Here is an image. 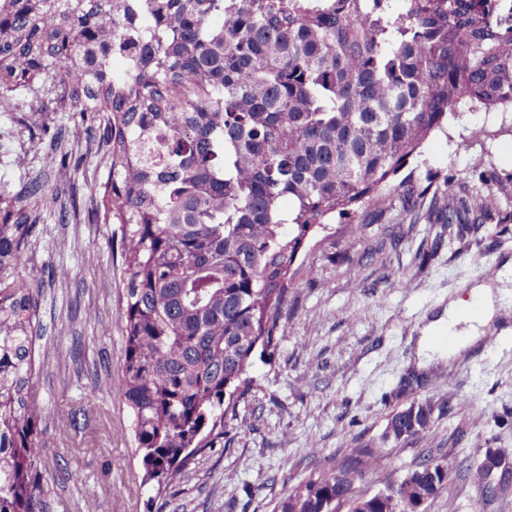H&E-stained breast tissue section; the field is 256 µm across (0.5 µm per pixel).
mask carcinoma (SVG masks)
<instances>
[{
  "instance_id": "cac0c4a2",
  "label": "carcinoma",
  "mask_w": 512,
  "mask_h": 512,
  "mask_svg": "<svg viewBox=\"0 0 512 512\" xmlns=\"http://www.w3.org/2000/svg\"><path fill=\"white\" fill-rule=\"evenodd\" d=\"M487 0H0V112L68 90L108 169L91 216L121 230L125 353L117 389L157 495L224 442L276 345L293 266L336 218L414 193L393 180L460 109L512 110V18ZM115 54L131 58L112 72ZM41 185L0 218V512H43L35 404L22 390L36 298L26 275ZM505 182L448 192L438 224H483ZM288 202V211L282 203ZM432 405L384 439L428 435ZM385 456H339L279 512H411L448 487L423 459L391 489L355 494Z\"/></svg>"
}]
</instances>
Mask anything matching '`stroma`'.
Returning a JSON list of instances; mask_svg holds the SVG:
<instances>
[{
  "instance_id": "obj_1",
  "label": "stroma",
  "mask_w": 512,
  "mask_h": 512,
  "mask_svg": "<svg viewBox=\"0 0 512 512\" xmlns=\"http://www.w3.org/2000/svg\"><path fill=\"white\" fill-rule=\"evenodd\" d=\"M15 96L19 111L0 112V211L16 208L24 183L43 184L27 267L41 366L28 389L44 446L46 512H277L325 460L370 447L387 458L358 493L385 490L430 456L448 465L451 480L426 512H512V221L450 228L428 218L444 185L512 178V112L449 121L396 176L416 195L389 212L365 211L359 240L338 223L312 240L277 347L255 356L256 388L224 421L230 444L197 456L159 499L142 482L131 411L116 391L125 350L120 229L63 215L71 198H86L107 177L94 154L76 169L59 165L95 129L57 101L35 112L28 90ZM483 126L494 138L479 135ZM463 136L469 146L460 150ZM491 264L498 272L484 278ZM481 283L497 296L484 331L501 343L480 339L420 364L425 328ZM415 402L433 406L431 433L384 440L390 414ZM490 449L506 472L483 484L475 473Z\"/></svg>"
}]
</instances>
